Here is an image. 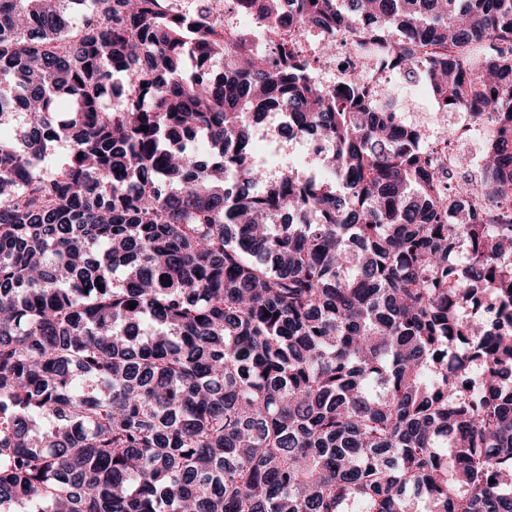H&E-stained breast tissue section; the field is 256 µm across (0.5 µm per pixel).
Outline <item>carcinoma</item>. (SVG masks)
Returning a JSON list of instances; mask_svg holds the SVG:
<instances>
[{
  "instance_id": "carcinoma-1",
  "label": "carcinoma",
  "mask_w": 512,
  "mask_h": 512,
  "mask_svg": "<svg viewBox=\"0 0 512 512\" xmlns=\"http://www.w3.org/2000/svg\"><path fill=\"white\" fill-rule=\"evenodd\" d=\"M195 2L0 0V512H512V0ZM393 96L398 101L400 112H402L404 117L409 121L419 122L421 124L428 122L436 126L444 124L443 121L442 123L437 121L436 112H433V108L427 100L428 98L426 97V99L423 94L421 96L412 95L409 97ZM449 120L453 121V118L446 121L448 131L421 125L427 147L430 150L441 152V163L445 170L449 166L450 159H453L461 146H469L471 157L479 161L483 139L488 130L486 124L473 112H467L463 120L459 119L458 122H453L450 128H448ZM447 135L448 145L446 143ZM253 144L259 154L270 153L273 148L272 144H274L278 148L281 159L293 164H300L306 170L305 160L309 162L310 159L307 144L278 138L273 135L269 122L257 127L253 137Z\"/></svg>"
}]
</instances>
